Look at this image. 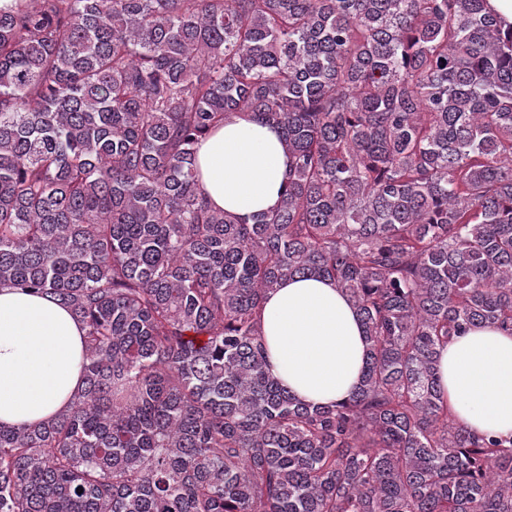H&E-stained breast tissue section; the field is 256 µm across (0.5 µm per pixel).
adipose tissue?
<instances>
[{
    "instance_id": "adipose-tissue-1",
    "label": "adipose tissue",
    "mask_w": 512,
    "mask_h": 512,
    "mask_svg": "<svg viewBox=\"0 0 512 512\" xmlns=\"http://www.w3.org/2000/svg\"><path fill=\"white\" fill-rule=\"evenodd\" d=\"M199 187L214 209L250 219L275 210L288 152L278 131L231 115L196 147ZM269 372L303 402L330 405L361 383L367 345L347 295L296 277L264 301ZM84 328L51 298L0 289V424L42 422L71 406L83 386ZM438 377L457 423L512 438V334L476 326L440 351Z\"/></svg>"
}]
</instances>
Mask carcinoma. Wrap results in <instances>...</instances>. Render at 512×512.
I'll return each instance as SVG.
<instances>
[{"label":"carcinoma","instance_id":"carcinoma-1","mask_svg":"<svg viewBox=\"0 0 512 512\" xmlns=\"http://www.w3.org/2000/svg\"><path fill=\"white\" fill-rule=\"evenodd\" d=\"M247 112L278 208L211 209ZM332 281L360 386L266 368L284 280ZM86 327L84 387L0 425V512H512V439L457 424L440 349L512 332V30L486 0H14L0 10V287ZM196 150L199 187L214 209L248 220L279 206L288 152L275 128L238 112Z\"/></svg>","mask_w":512,"mask_h":512}]
</instances>
